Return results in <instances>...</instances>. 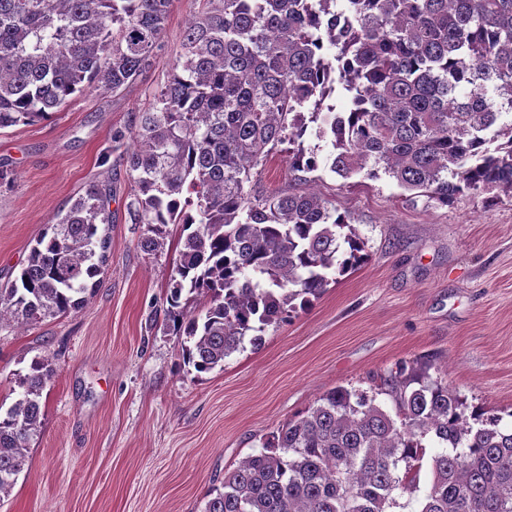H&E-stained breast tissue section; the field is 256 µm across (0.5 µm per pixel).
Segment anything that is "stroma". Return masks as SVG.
<instances>
[{
  "label": "stroma",
  "instance_id": "1",
  "mask_svg": "<svg viewBox=\"0 0 512 512\" xmlns=\"http://www.w3.org/2000/svg\"><path fill=\"white\" fill-rule=\"evenodd\" d=\"M201 0H173L153 68L114 93L72 100L51 119L0 130V285L15 279L45 224L87 184L112 193L107 265L85 305L27 329H0V403L15 375L49 357L41 433L0 512H202L226 472L264 437L334 387L370 390L401 364L428 368L467 409L512 410V195L465 193L441 204L388 177L343 179L331 147L309 138L321 163L299 182L286 154L253 169L254 193L304 182L348 214L367 263L340 276L307 311L267 326L199 375L182 361L184 339L166 326L176 236L162 253L140 247L133 183L112 156L163 85Z\"/></svg>",
  "mask_w": 512,
  "mask_h": 512
}]
</instances>
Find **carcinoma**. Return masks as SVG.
Returning <instances> with one entry per match:
<instances>
[{
  "label": "carcinoma",
  "instance_id": "1",
  "mask_svg": "<svg viewBox=\"0 0 512 512\" xmlns=\"http://www.w3.org/2000/svg\"><path fill=\"white\" fill-rule=\"evenodd\" d=\"M172 0H0V129L52 117L149 71ZM347 107L318 123L335 84ZM512 0H203L171 74L135 116L119 162L137 188L144 251L179 229L166 322L182 361L208 373L266 327L311 307L336 273L368 260L350 217L309 189L254 195L252 169L288 144V170L385 175L446 205L465 190L512 194ZM110 189L97 182L55 214L0 288V325L80 309L109 249ZM199 303L183 311V295ZM49 358L0 403V499L41 431ZM377 393L336 387L224 474L203 512H512V426L466 414L448 383L399 365Z\"/></svg>",
  "mask_w": 512,
  "mask_h": 512
}]
</instances>
